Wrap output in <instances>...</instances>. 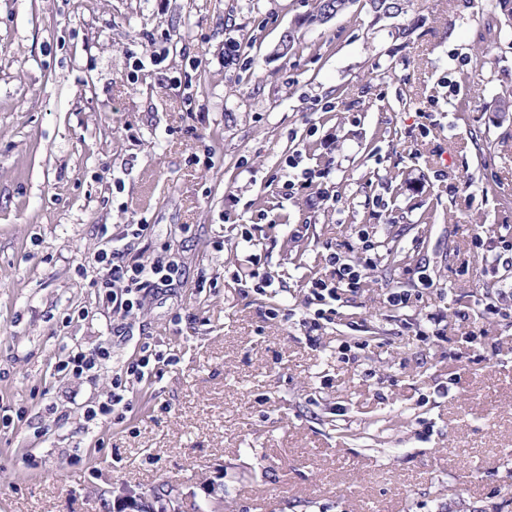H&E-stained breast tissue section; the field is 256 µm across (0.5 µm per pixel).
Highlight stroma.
Masks as SVG:
<instances>
[{
  "label": "stroma",
  "mask_w": 512,
  "mask_h": 512,
  "mask_svg": "<svg viewBox=\"0 0 512 512\" xmlns=\"http://www.w3.org/2000/svg\"><path fill=\"white\" fill-rule=\"evenodd\" d=\"M485 2L308 24L313 0H0V408L24 412L0 429V512H113L123 486L216 487L224 512H507L512 29L489 39ZM148 42L164 60L137 66ZM296 152L329 175L291 197ZM122 224L149 227L129 259L171 254L184 286L118 338L93 282ZM361 230L374 269L310 330L307 281L334 251L359 264ZM146 342L171 363L87 425ZM104 344L93 376L58 373Z\"/></svg>",
  "instance_id": "stroma-1"
}]
</instances>
